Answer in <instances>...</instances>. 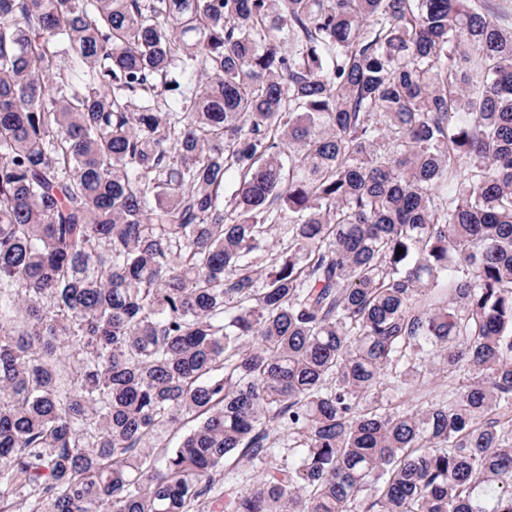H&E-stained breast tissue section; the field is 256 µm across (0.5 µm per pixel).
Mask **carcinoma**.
I'll list each match as a JSON object with an SVG mask.
<instances>
[{
	"instance_id": "obj_1",
	"label": "carcinoma",
	"mask_w": 512,
	"mask_h": 512,
	"mask_svg": "<svg viewBox=\"0 0 512 512\" xmlns=\"http://www.w3.org/2000/svg\"><path fill=\"white\" fill-rule=\"evenodd\" d=\"M0 512H512L508 0H0Z\"/></svg>"
}]
</instances>
